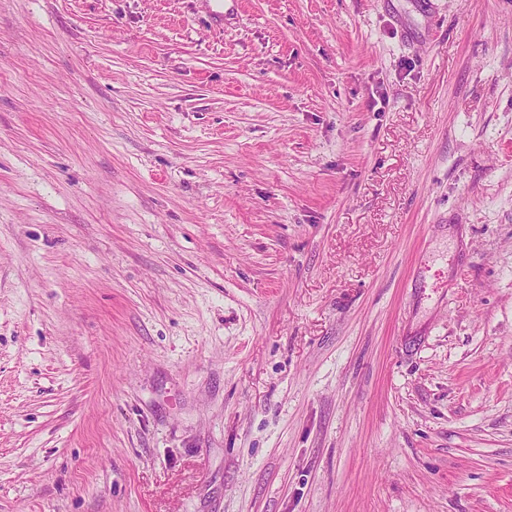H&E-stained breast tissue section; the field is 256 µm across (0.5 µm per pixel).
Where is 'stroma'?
Instances as JSON below:
<instances>
[{
  "mask_svg": "<svg viewBox=\"0 0 512 512\" xmlns=\"http://www.w3.org/2000/svg\"><path fill=\"white\" fill-rule=\"evenodd\" d=\"M0 512H512V0H0Z\"/></svg>",
  "mask_w": 512,
  "mask_h": 512,
  "instance_id": "35a3bbf8",
  "label": "stroma"
}]
</instances>
